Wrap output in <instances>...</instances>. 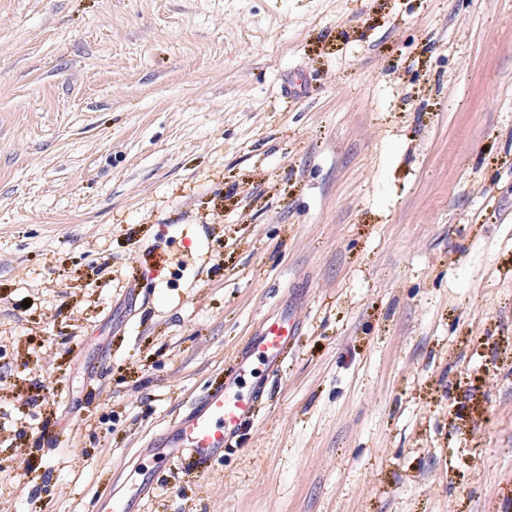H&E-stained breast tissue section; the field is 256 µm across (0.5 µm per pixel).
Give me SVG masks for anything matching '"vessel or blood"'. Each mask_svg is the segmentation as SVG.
<instances>
[{"label":"vessel or blood","mask_w":512,"mask_h":512,"mask_svg":"<svg viewBox=\"0 0 512 512\" xmlns=\"http://www.w3.org/2000/svg\"><path fill=\"white\" fill-rule=\"evenodd\" d=\"M298 331L287 315L263 327L237 354L239 370L262 361L268 372H277L281 356ZM262 400L260 388L242 390L237 376H230L212 389L188 413L177 418L158 443L144 450L138 461L98 502L97 512H133L148 494L159 467L188 462L197 469L208 468L224 454L228 440L254 419Z\"/></svg>","instance_id":"vessel-or-blood-1"}]
</instances>
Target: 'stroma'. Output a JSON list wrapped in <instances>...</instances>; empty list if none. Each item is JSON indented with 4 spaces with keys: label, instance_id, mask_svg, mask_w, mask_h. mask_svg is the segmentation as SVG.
I'll list each match as a JSON object with an SVG mask.
<instances>
[{
    "label": "stroma",
    "instance_id": "obj_1",
    "mask_svg": "<svg viewBox=\"0 0 512 512\" xmlns=\"http://www.w3.org/2000/svg\"><path fill=\"white\" fill-rule=\"evenodd\" d=\"M512 512V0H0V512ZM276 320L252 336L237 354L239 371L248 370L257 360L264 363L269 373L278 371L284 349L298 331V323L288 316V312L281 313ZM262 400L261 387L245 392L232 375L212 389L188 413L177 418L158 443L100 499L96 512H132L148 494L159 467L189 461L204 471L224 454L228 440L254 419Z\"/></svg>",
    "mask_w": 512,
    "mask_h": 512
}]
</instances>
